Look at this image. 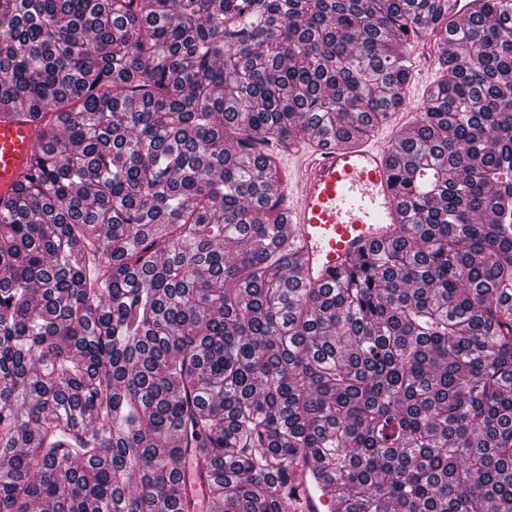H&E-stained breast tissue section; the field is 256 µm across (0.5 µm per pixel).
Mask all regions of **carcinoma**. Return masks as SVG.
<instances>
[{"mask_svg":"<svg viewBox=\"0 0 512 512\" xmlns=\"http://www.w3.org/2000/svg\"><path fill=\"white\" fill-rule=\"evenodd\" d=\"M395 141L405 215L301 282L280 155ZM512 0H0V512H512ZM236 144L230 152L224 143ZM235 254L224 252V243ZM436 43L437 40L435 35L426 32L422 33L420 38L408 46V49L412 47L411 50L414 52V58L416 61L428 59L434 63V74L430 80L423 83L417 82L412 76V79L407 86V89L410 92L409 109L395 112L386 124L379 126L371 133L366 142L384 138H402L412 132L415 116L423 107L427 100L429 91L435 85L440 76V68L436 61V53H438L439 49ZM425 53L430 54L428 58L424 57L423 54ZM407 112H411L413 115L406 114ZM37 141L36 129L27 123L0 120V195H7L13 184L30 171V160Z\"/></svg>","mask_w":512,"mask_h":512,"instance_id":"carcinoma-1","label":"carcinoma"}]
</instances>
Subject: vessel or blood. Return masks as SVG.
Returning <instances> with one entry per match:
<instances>
[{"instance_id": "obj_1", "label": "vessel or blood", "mask_w": 512, "mask_h": 512, "mask_svg": "<svg viewBox=\"0 0 512 512\" xmlns=\"http://www.w3.org/2000/svg\"><path fill=\"white\" fill-rule=\"evenodd\" d=\"M37 141L27 123L0 120V195L30 170ZM391 145L339 142L297 152L282 171L285 230L294 238L306 281L326 283L363 249L391 240L404 221L393 186Z\"/></svg>"}]
</instances>
